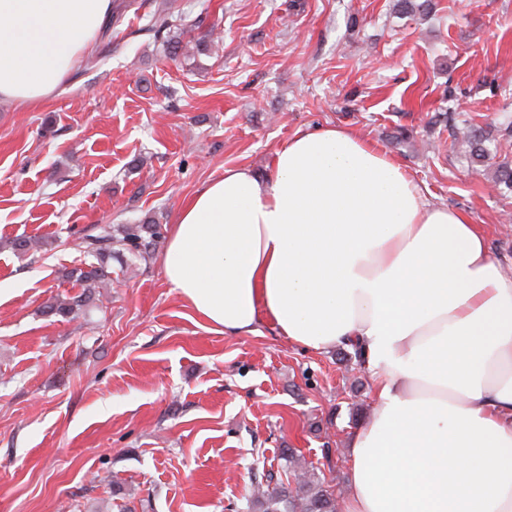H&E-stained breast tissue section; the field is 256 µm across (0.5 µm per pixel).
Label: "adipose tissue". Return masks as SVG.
<instances>
[{
  "label": "adipose tissue",
  "instance_id": "obj_1",
  "mask_svg": "<svg viewBox=\"0 0 512 512\" xmlns=\"http://www.w3.org/2000/svg\"><path fill=\"white\" fill-rule=\"evenodd\" d=\"M111 11L0 0V100L43 105ZM163 270L213 331L360 346L376 401L341 512H512V274L385 151L319 127L267 175L225 169L180 210Z\"/></svg>",
  "mask_w": 512,
  "mask_h": 512
}]
</instances>
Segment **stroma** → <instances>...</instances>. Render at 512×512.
<instances>
[{
  "label": "stroma",
  "mask_w": 512,
  "mask_h": 512,
  "mask_svg": "<svg viewBox=\"0 0 512 512\" xmlns=\"http://www.w3.org/2000/svg\"><path fill=\"white\" fill-rule=\"evenodd\" d=\"M176 3L219 35L164 53ZM112 0L91 55L42 108L0 100V512H249L253 477L293 448L337 494L375 387L348 346L304 349L264 324L211 331L163 274L180 208L225 168L268 173L300 130L349 129L399 161L429 201L467 213L512 272V0ZM473 119L471 163L454 140ZM406 137H398L399 129ZM161 224L113 266L95 308L69 271L100 224ZM19 237L47 241L19 254ZM199 21L195 24L189 23L187 21V16L178 13L174 14L170 13H154L151 17V29L157 33H163L164 31L170 36V33H177L178 31L182 33L185 29L191 26H195ZM179 35H171V38L166 41L168 44L173 43V54L176 55L178 52H181L183 60L189 61L191 58H194L197 53L204 50L207 46L206 35L204 38H199L195 40L193 45L187 48V44L183 45V42L180 40ZM176 39V40H175ZM461 147L468 148V153L473 163H482L489 154V149L483 145V136L475 125H470L463 132Z\"/></svg>",
  "instance_id": "obj_1"
}]
</instances>
